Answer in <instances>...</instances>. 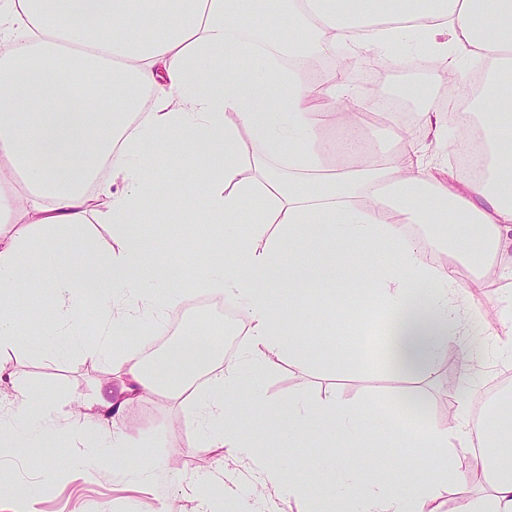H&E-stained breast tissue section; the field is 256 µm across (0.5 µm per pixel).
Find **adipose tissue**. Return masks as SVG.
Wrapping results in <instances>:
<instances>
[{
	"mask_svg": "<svg viewBox=\"0 0 512 512\" xmlns=\"http://www.w3.org/2000/svg\"><path fill=\"white\" fill-rule=\"evenodd\" d=\"M268 7L270 22L247 29L246 12ZM418 41L449 64H486L487 177L449 190L399 128L392 135L403 147L383 165L354 162L327 173L323 131L348 89L340 81L307 84L288 56L333 58L347 50L397 63ZM243 60L245 77L237 70ZM246 132L294 163L295 175L282 178L262 155L244 162ZM162 139L181 145L184 162L206 164L201 191L172 198L164 213L151 198L171 165L148 147ZM252 201L260 212L248 211ZM95 212L111 224L117 246L45 267L44 285L66 319L44 333L70 346L80 306L99 307V341L86 354L118 383L100 391L84 428L105 432L113 456L132 445L121 428L126 405L162 389L196 421L199 447L252 457L232 401L242 375L267 371L271 350L306 366L298 318L285 302L343 261L372 284L371 307L384 316L385 363H410L428 378L438 352L466 335L463 305L483 275L464 285L456 264H424L423 250L442 247V239H412L406 227L455 217L477 246L461 247V256L478 260H497L512 244V0H0V352L17 347L21 325L41 321L39 312L15 305L22 267L82 239ZM169 213L187 224L205 215L252 227L230 244L212 243L200 282L244 315L246 343L235 359H225L222 343L205 340L182 341L154 365L110 348V337L125 335L141 311L162 316L178 303L172 289L150 293L162 257L140 231L142 217L161 221ZM299 235L312 239L311 250L276 263L283 237ZM386 247L395 265L360 264L361 251ZM199 373L206 379L197 386ZM276 423L292 437L316 424L346 445L368 426L363 411L332 400L292 402ZM397 435L403 445L439 449V459L427 475L372 487L348 475L344 497L355 512H439L436 489L463 483L460 457L489 488L462 495L451 512H512V455L490 450L481 422L402 425ZM261 482L305 497L307 512H327L337 497L328 485L285 479L274 465L265 466Z\"/></svg>",
	"mask_w": 512,
	"mask_h": 512,
	"instance_id": "ef3b65f1",
	"label": "adipose tissue"
}]
</instances>
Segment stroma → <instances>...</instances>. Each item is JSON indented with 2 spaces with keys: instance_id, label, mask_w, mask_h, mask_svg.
Wrapping results in <instances>:
<instances>
[{
  "instance_id": "stroma-1",
  "label": "stroma",
  "mask_w": 512,
  "mask_h": 512,
  "mask_svg": "<svg viewBox=\"0 0 512 512\" xmlns=\"http://www.w3.org/2000/svg\"><path fill=\"white\" fill-rule=\"evenodd\" d=\"M367 69L355 71L345 80L353 95H360L363 82L375 91L400 95L405 87L425 86L431 96L445 88L448 63L426 52L388 66L384 59L365 54ZM142 229L151 246L165 255L167 263L184 272L178 287L184 298L198 295L203 275L198 255L203 243L215 233L232 238L244 232V224L215 227L192 226L170 219L146 223ZM297 315L305 331L309 353L305 368L295 367L287 356L273 351L269 369L244 375V391L257 393L264 407L287 408L297 397L317 402L328 398L359 407L368 416L369 437L359 447L345 451L349 466L366 481L378 474L374 455L393 458L395 476L429 468L437 449L400 446L395 419L440 426L448 415L471 416L479 403L473 388H487L501 374L512 372V359L487 354L463 370L457 359V344L447 346L432 369L430 383L398 382L375 355L382 321L368 318L361 310L369 300L368 282L353 279L344 270L335 278L314 279L303 288ZM471 325L478 334H506L512 328V291L507 286L473 291L469 301ZM99 312L87 305L81 327L82 345L59 350L21 349L0 353V373L8 380L0 384V425L8 429V442L0 446V512H17L19 496H26L33 512H159L170 504L174 512H239L235 492L257 483L260 463L280 465L299 484L333 481V469L325 464V449L314 447L309 434L289 438L287 431L264 425L263 409L242 404L239 421L256 450L254 459H241L219 448L197 447L195 431L183 419L181 408L164 394L156 393L126 405L125 432L135 446L121 458H112L101 440L64 430L46 438L39 454L27 453L32 433L13 424V404L30 397L35 404H51L63 418H70L74 403L90 414L100 389L111 385V372L91 362L85 347L95 345ZM468 394L469 403L452 401V387ZM423 400L427 411L414 410L411 398ZM127 470H143L147 479H124Z\"/></svg>"
}]
</instances>
